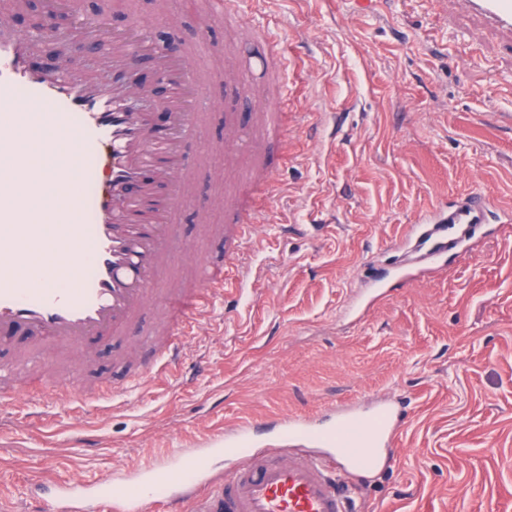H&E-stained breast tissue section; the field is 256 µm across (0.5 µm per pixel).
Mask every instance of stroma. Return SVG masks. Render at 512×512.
Instances as JSON below:
<instances>
[{
  "label": "stroma",
  "instance_id": "1",
  "mask_svg": "<svg viewBox=\"0 0 512 512\" xmlns=\"http://www.w3.org/2000/svg\"><path fill=\"white\" fill-rule=\"evenodd\" d=\"M76 0L74 14L121 30L138 17L156 42L191 49L216 102L190 156L219 176L197 195L179 234L223 264L224 303L186 337L175 367L136 379L123 358L168 313L146 309L127 335L72 367L61 344L16 331L0 361L41 357L46 373L76 370L87 394L61 404L35 396L0 403V512H28L40 489L157 462L244 421L319 417L331 406L391 396L406 419L376 469L346 479L356 512H512V223L480 230L474 250L393 289L416 255L406 228L457 194L493 192L512 209V35L490 33L455 0H243L251 24L205 25L195 0ZM249 65L269 100L288 91L295 122L286 141L258 138L272 204L246 248L237 282L220 229L227 198L253 159L227 157L224 125L251 127L249 104L213 70L225 46ZM390 293L365 316L369 288ZM94 437L71 445L74 420Z\"/></svg>",
  "mask_w": 512,
  "mask_h": 512
}]
</instances>
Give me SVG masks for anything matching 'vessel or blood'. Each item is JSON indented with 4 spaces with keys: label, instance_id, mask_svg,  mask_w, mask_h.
<instances>
[{
    "label": "vessel or blood",
    "instance_id": "obj_1",
    "mask_svg": "<svg viewBox=\"0 0 512 512\" xmlns=\"http://www.w3.org/2000/svg\"><path fill=\"white\" fill-rule=\"evenodd\" d=\"M468 12L487 24L512 31V0H463ZM111 45L109 73L74 82L34 69L31 36L0 39V110L11 114L0 125V150L27 152L17 130L33 125L62 133L66 152L53 179L52 197L43 207L28 204V191L40 188L45 174L23 165L0 169V186L16 188L0 205V254L23 261L29 254L62 252L70 259L66 279L27 282L11 269L0 270V333L15 328L45 343L90 348L94 338L112 336L131 325L151 301L176 310L166 328L172 343L163 345L162 362L178 358V337L187 335L202 312L224 293V268L201 264V284L158 289L159 269L175 252L189 251L181 239L177 215L192 201L184 175L191 162L182 146L200 125L202 92L187 66L181 45L159 48L138 21L121 31L103 33ZM152 54L173 89L167 124L156 128L151 109L132 108L145 98L142 87L123 80L138 53ZM287 101L267 104L262 112L267 136L284 133ZM499 209L492 194L477 192L436 208L411 228L418 241L430 244L441 261L448 233L461 224L490 223ZM74 392L84 385L78 376L39 384L35 375L0 366V396L56 388ZM396 405L380 400L371 409L344 406L334 422L315 425L283 417L274 436L288 456L276 461L257 452L254 424L210 439L206 448L175 452V466L159 462L137 465L133 482L104 476L92 486L74 481L36 501L34 512H145L161 498L166 512H352L349 488L336 475L375 468L380 451L399 434ZM231 466L222 477L211 475L212 457Z\"/></svg>",
    "mask_w": 512,
    "mask_h": 512
}]
</instances>
